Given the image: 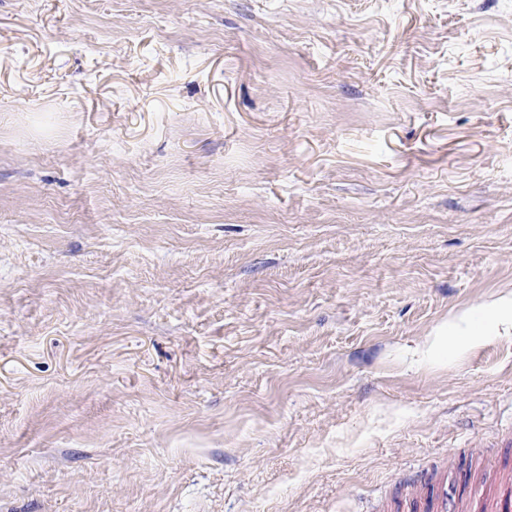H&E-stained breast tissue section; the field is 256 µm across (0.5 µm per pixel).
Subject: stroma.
<instances>
[{"label":"stroma","instance_id":"35a3bbf8","mask_svg":"<svg viewBox=\"0 0 512 512\" xmlns=\"http://www.w3.org/2000/svg\"><path fill=\"white\" fill-rule=\"evenodd\" d=\"M512 0H0V512H396L512 473ZM485 316H488V314L484 307L470 308L463 311L453 324L456 335L480 336V333L474 330V325L478 318ZM407 486L414 490L410 497V511L407 512H445L437 494H434V477L423 473L406 480Z\"/></svg>","mask_w":512,"mask_h":512}]
</instances>
